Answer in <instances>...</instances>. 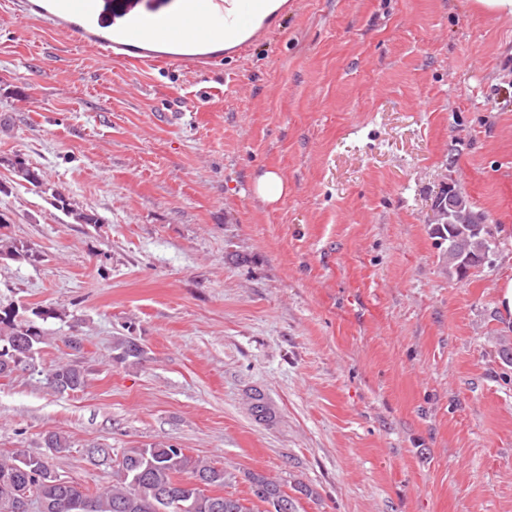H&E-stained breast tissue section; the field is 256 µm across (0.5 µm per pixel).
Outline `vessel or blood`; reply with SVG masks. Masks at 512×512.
<instances>
[{"label": "vessel or blood", "mask_w": 512, "mask_h": 512, "mask_svg": "<svg viewBox=\"0 0 512 512\" xmlns=\"http://www.w3.org/2000/svg\"><path fill=\"white\" fill-rule=\"evenodd\" d=\"M268 0H9L17 16L34 17L79 47L130 71L162 64L200 74L246 47Z\"/></svg>", "instance_id": "1"}]
</instances>
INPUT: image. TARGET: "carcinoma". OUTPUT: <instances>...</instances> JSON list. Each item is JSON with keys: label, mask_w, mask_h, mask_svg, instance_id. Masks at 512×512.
<instances>
[{"label": "carcinoma", "mask_w": 512, "mask_h": 512, "mask_svg": "<svg viewBox=\"0 0 512 512\" xmlns=\"http://www.w3.org/2000/svg\"><path fill=\"white\" fill-rule=\"evenodd\" d=\"M433 208L439 222L432 229L436 246L448 262V271L466 277L471 270L489 262L497 248V239L483 212L475 209L466 195L450 185L436 197ZM13 307L0 306V376L9 377L26 369L34 360L45 336L36 327L17 319ZM114 360L140 361L145 350L134 339L117 336ZM46 382L55 392L64 394L85 386L84 370L71 363H58L46 373ZM46 452H25L0 456V512H35L47 505V512H254L241 499L226 494H204L197 483L208 489H222L234 475L205 460H193L183 449L163 442L144 448H130L106 466L112 467V484L89 493L70 481L47 478L53 472L50 459L70 449L69 441L56 432L42 437ZM191 473V479L179 475ZM246 477L253 496L267 505L263 512H285L290 502L279 482L258 472Z\"/></svg>", "instance_id": "cac0c4a2"}]
</instances>
